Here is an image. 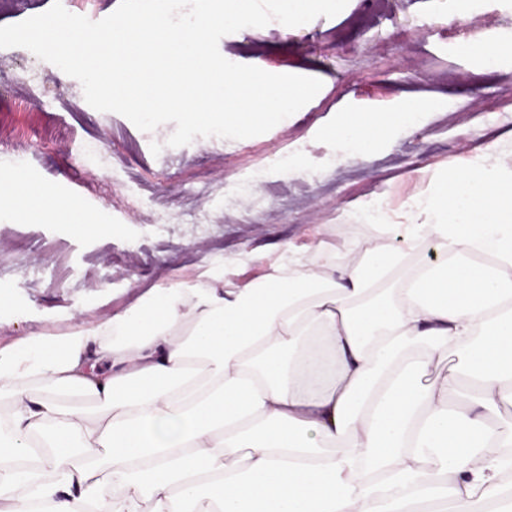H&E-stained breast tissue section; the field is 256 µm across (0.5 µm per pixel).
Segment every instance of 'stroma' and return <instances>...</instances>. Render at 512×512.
Here are the masks:
<instances>
[{"mask_svg":"<svg viewBox=\"0 0 512 512\" xmlns=\"http://www.w3.org/2000/svg\"><path fill=\"white\" fill-rule=\"evenodd\" d=\"M456 0H349L336 17H318L282 34L278 22L224 36L221 54L263 62L276 74L322 81L319 93L287 123L244 140L205 137L158 153L175 126L144 132L127 118L90 107L80 82L51 78L29 50L0 49V171L17 153L36 185L77 196L108 225L87 235L68 224L0 221V346L33 333L62 335L85 319L105 320L149 288L194 281L242 253L269 252L289 241L315 246L320 226L365 246L374 232L346 224L342 209L379 201L398 218L427 178L461 165L487 145L512 140V56L493 70L472 63L465 44L512 40V0H480L464 21ZM423 104L418 125L397 129L371 154L350 156L320 136L342 110ZM98 140L112 161L87 160L79 145ZM124 172L112 180L113 168ZM259 170L270 178L247 201L227 186ZM207 224L191 223L199 208Z\"/></svg>","mask_w":512,"mask_h":512,"instance_id":"obj_1","label":"stroma"}]
</instances>
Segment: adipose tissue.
I'll return each mask as SVG.
<instances>
[{
    "label": "adipose tissue",
    "mask_w": 512,
    "mask_h": 512,
    "mask_svg": "<svg viewBox=\"0 0 512 512\" xmlns=\"http://www.w3.org/2000/svg\"><path fill=\"white\" fill-rule=\"evenodd\" d=\"M415 108L344 112L384 144ZM399 224L286 242L265 272L169 282L111 319L0 347V512H512V145L432 175ZM74 198L0 177V216Z\"/></svg>",
    "instance_id": "ef3b65f1"
}]
</instances>
